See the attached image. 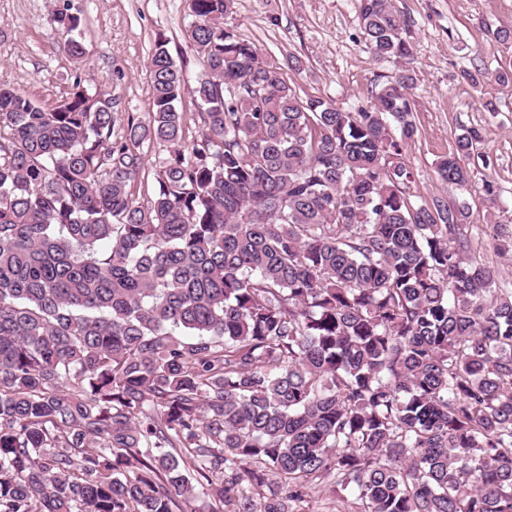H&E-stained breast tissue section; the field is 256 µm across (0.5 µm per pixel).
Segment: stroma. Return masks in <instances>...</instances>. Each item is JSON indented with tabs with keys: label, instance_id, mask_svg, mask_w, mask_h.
I'll list each match as a JSON object with an SVG mask.
<instances>
[{
	"label": "stroma",
	"instance_id": "obj_1",
	"mask_svg": "<svg viewBox=\"0 0 512 512\" xmlns=\"http://www.w3.org/2000/svg\"><path fill=\"white\" fill-rule=\"evenodd\" d=\"M408 20L412 55L413 120L417 128L404 158L418 192L448 204L467 202L469 223L487 222L486 185L497 193V218L512 222V81L494 74L512 71V45L494 39L512 29V0H393ZM79 17L74 37L83 62L70 55L55 30L53 10ZM193 20L189 0H0V84L51 109L81 81L110 96L120 117L146 119L151 107L147 64L157 39L194 82L202 65L186 41ZM228 23L239 37L285 65L301 96L334 100L354 111L394 72L373 59L362 38L357 0H236ZM480 129L489 166L468 186L438 182L436 160L451 151L462 128Z\"/></svg>",
	"mask_w": 512,
	"mask_h": 512
}]
</instances>
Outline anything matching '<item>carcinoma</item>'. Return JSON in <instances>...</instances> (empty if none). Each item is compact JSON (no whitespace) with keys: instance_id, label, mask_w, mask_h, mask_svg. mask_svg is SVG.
<instances>
[{"instance_id":"1","label":"carcinoma","mask_w":512,"mask_h":512,"mask_svg":"<svg viewBox=\"0 0 512 512\" xmlns=\"http://www.w3.org/2000/svg\"><path fill=\"white\" fill-rule=\"evenodd\" d=\"M190 8L202 73L157 40L119 137L79 82L51 110L0 85V512H309L326 481L350 512H512V288L474 248L512 231L415 192L407 70L356 112L304 99L235 0ZM358 25L411 56L392 0ZM482 141L435 179L468 185ZM148 150L147 144L143 147V152L146 153ZM143 168L140 169L136 178L131 182V192L138 198L142 200L149 195H152L155 188L157 187L156 182V167H155V150L150 149L146 153Z\"/></svg>"}]
</instances>
